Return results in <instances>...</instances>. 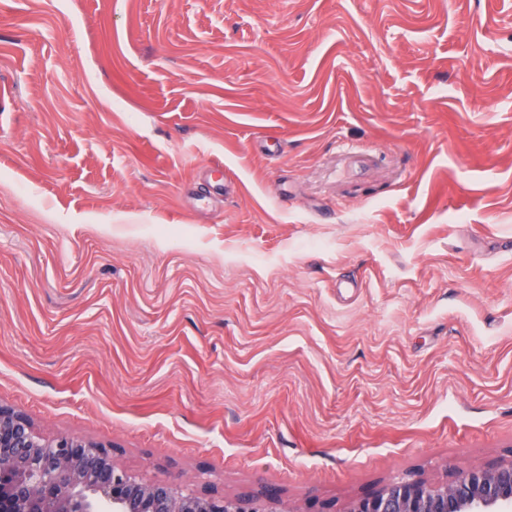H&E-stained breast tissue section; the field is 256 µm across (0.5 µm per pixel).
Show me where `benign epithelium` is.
Masks as SVG:
<instances>
[{
  "mask_svg": "<svg viewBox=\"0 0 512 512\" xmlns=\"http://www.w3.org/2000/svg\"><path fill=\"white\" fill-rule=\"evenodd\" d=\"M0 512H292L274 492L217 495L148 481L117 466L103 444L46 437L0 405ZM342 512H512V460L472 465L451 482L407 474L352 500Z\"/></svg>",
  "mask_w": 512,
  "mask_h": 512,
  "instance_id": "obj_1",
  "label": "benign epithelium"
}]
</instances>
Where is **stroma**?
<instances>
[{
    "label": "stroma",
    "instance_id": "1",
    "mask_svg": "<svg viewBox=\"0 0 512 512\" xmlns=\"http://www.w3.org/2000/svg\"><path fill=\"white\" fill-rule=\"evenodd\" d=\"M0 404L302 512L512 459V0H0Z\"/></svg>",
    "mask_w": 512,
    "mask_h": 512
}]
</instances>
